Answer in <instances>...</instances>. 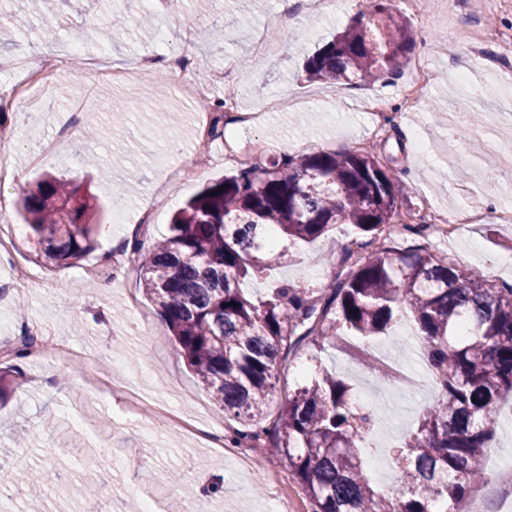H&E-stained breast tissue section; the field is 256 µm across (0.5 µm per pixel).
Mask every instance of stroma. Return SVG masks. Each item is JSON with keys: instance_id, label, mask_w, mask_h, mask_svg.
I'll list each match as a JSON object with an SVG mask.
<instances>
[{"instance_id": "obj_1", "label": "stroma", "mask_w": 512, "mask_h": 512, "mask_svg": "<svg viewBox=\"0 0 512 512\" xmlns=\"http://www.w3.org/2000/svg\"><path fill=\"white\" fill-rule=\"evenodd\" d=\"M282 0H228L199 13L194 0H185L182 10H151L148 0H119L110 8L105 0H60L56 15L38 13L34 0H0V21L17 12L28 13L30 28L13 45L0 49V59H23L24 70L33 69L43 57L59 60L50 89L40 97L45 110L37 121L24 113L6 110L4 121L10 136L0 139L11 166L21 181L30 182L50 172L91 193L97 204L98 252L69 268H39L40 285L0 300V344L15 343L19 324L16 306L28 311L53 339L72 343L78 356L61 363L45 357L18 364L6 404L0 409V465L18 460L39 464L55 495L42 500L39 489L28 486L0 487V503L9 512H85L80 495L93 485L97 512H140L142 502H151L155 512H270L274 474L287 475L284 489L290 512H313L314 505L296 478L290 477L283 458L255 449L226 445L223 452L205 447L201 438L183 434L175 426L160 427L148 413L126 409L127 392H135L148 403L180 409L196 418L204 430L228 437L237 422L225 418L209 393L188 370L185 360L162 323L159 309L137 287V272L127 266L103 263L110 251L132 231H139L144 249H152L169 233L173 213L209 179L233 175L236 162L225 159L226 147L253 140L263 144L262 158L283 154L301 156L317 151H346L363 145L391 170L404 186L399 214L429 201L442 210L453 209L464 197L478 199L487 212L485 221L468 225L457 238L439 239L410 231L392 238V246L420 245L458 264L477 269L496 286L512 285V223L494 222L492 215L512 205V177L489 183L484 172L499 168L512 153L507 145L488 149L494 131L490 113L512 111V56H503L498 45L486 43L487 32L512 36V0H392L394 14L406 19L414 33L408 66L399 76L362 83L358 87L336 86L309 79L304 64L318 47L349 26L365 0H315L299 13L290 27H281ZM153 11L155 23L141 29L137 23L144 11ZM127 18L125 28L115 31L112 41L99 45L83 41L72 51L69 40L89 25L111 21L113 12ZM191 23L192 39L183 36L184 23ZM222 29L224 38L213 41L212 29ZM187 53L195 62L194 77L204 84L210 101L225 89L236 91L239 106L263 111L251 127L227 129L207 152L196 149L197 115L194 103L163 81L159 71L144 78L115 82L94 68H75V57H97L106 68H131L143 57L169 58ZM424 62L436 79L421 102L407 107L402 94L413 62ZM24 70L0 69V96L21 80ZM469 71L476 83L496 87L487 101H475L471 109L478 119L471 126L473 138L484 149L475 154L450 134L448 119L457 112L467 93L459 83V71ZM102 104L91 118L96 125L93 139H86V124L75 129L71 143L54 156L39 160L44 142L55 124L67 119L70 108L85 96ZM381 99L387 122L374 134L377 122L367 110V98ZM132 105L122 122H115L107 103ZM84 143L101 161L106 176H99L78 160L77 143ZM191 164L196 175L182 184L180 170ZM162 196L155 223L136 228L140 211ZM7 207L0 210V236L10 239L16 256L34 266L37 247L17 213L14 188L0 185ZM123 205L127 221H112L114 205ZM355 236L339 226L309 244L286 251L250 290L266 294L274 286L297 283L319 288L340 272L346 247ZM380 358L392 364L413 356V369L422 382H429L415 354L419 341L410 325L381 339ZM348 337L320 352L323 366L346 373L355 387H374L368 370L349 356ZM118 382L119 391L99 386L100 376ZM379 422L367 438L369 472L391 466V451L411 430L423 410L420 399L392 388L379 395ZM105 417L110 427L96 426ZM26 434L29 446L15 448V435ZM247 452L253 470L239 471L234 457ZM99 460L96 468H82L88 454ZM483 464L487 482L472 491L480 512H512V414L499 410L494 435ZM179 471L196 487L193 498L182 497L169 484L168 471Z\"/></svg>"}]
</instances>
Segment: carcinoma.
<instances>
[{"label": "carcinoma", "instance_id": "carcinoma-1", "mask_svg": "<svg viewBox=\"0 0 512 512\" xmlns=\"http://www.w3.org/2000/svg\"><path fill=\"white\" fill-rule=\"evenodd\" d=\"M30 25L0 26V48ZM411 44L407 21L372 0L368 11L307 61L315 79L344 84L388 79ZM402 186L368 152L283 155L210 181L173 218L171 235L142 252L134 240L139 285L161 315L198 381L224 417L240 420L233 443L274 436L275 450L299 479L314 512H435L458 506L485 481L483 453L498 402L512 395V287L495 288L473 270L423 248L380 246L337 274L321 292L285 283L255 298L243 288L282 253L272 233L312 242L337 224L375 240L391 223ZM20 214L50 268L75 266L97 249L96 209L78 187L51 173L19 187ZM410 322L437 400L393 450L397 485L374 484L364 435L372 415L352 384L319 368L279 403L265 426L282 350L353 336L356 357L380 386L393 374L364 346ZM11 482L32 483L19 463Z\"/></svg>", "mask_w": 512, "mask_h": 512}]
</instances>
